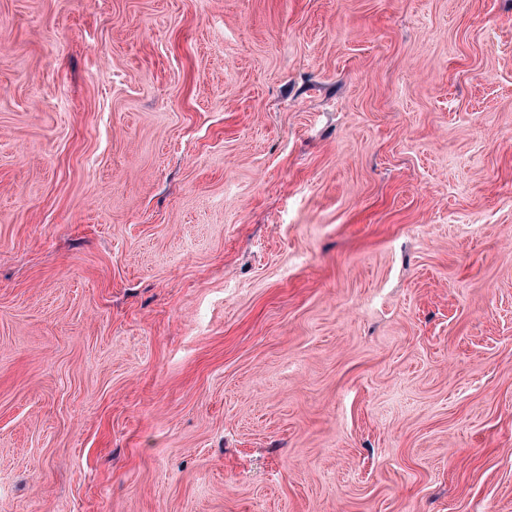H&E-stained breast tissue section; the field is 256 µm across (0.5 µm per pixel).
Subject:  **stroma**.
<instances>
[{
    "instance_id": "obj_1",
    "label": "stroma",
    "mask_w": 512,
    "mask_h": 512,
    "mask_svg": "<svg viewBox=\"0 0 512 512\" xmlns=\"http://www.w3.org/2000/svg\"><path fill=\"white\" fill-rule=\"evenodd\" d=\"M0 512H512V0H0Z\"/></svg>"
}]
</instances>
